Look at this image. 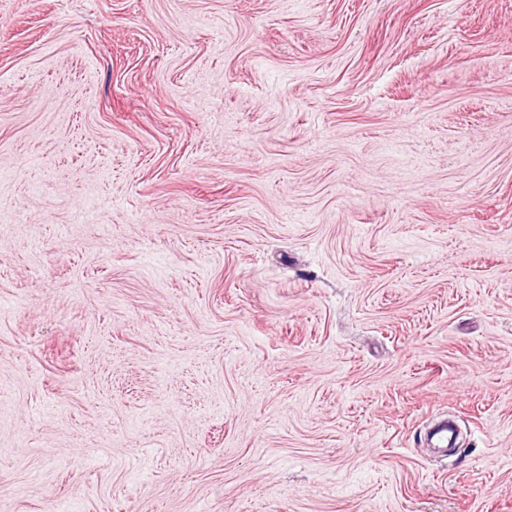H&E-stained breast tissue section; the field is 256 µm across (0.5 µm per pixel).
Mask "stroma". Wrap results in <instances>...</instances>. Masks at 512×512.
Segmentation results:
<instances>
[{
  "label": "stroma",
  "instance_id": "35a3bbf8",
  "mask_svg": "<svg viewBox=\"0 0 512 512\" xmlns=\"http://www.w3.org/2000/svg\"><path fill=\"white\" fill-rule=\"evenodd\" d=\"M66 501L512 512V0H0V512Z\"/></svg>",
  "mask_w": 512,
  "mask_h": 512
}]
</instances>
